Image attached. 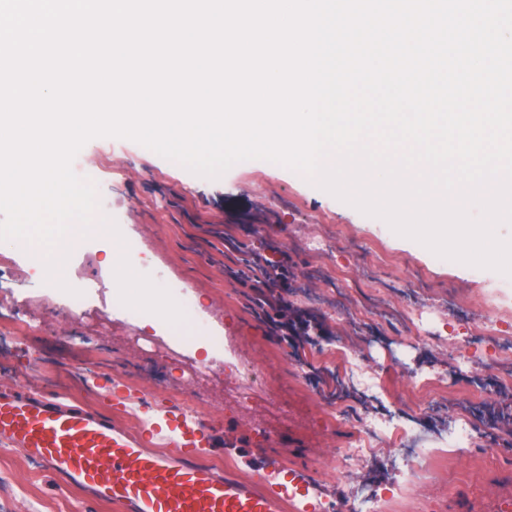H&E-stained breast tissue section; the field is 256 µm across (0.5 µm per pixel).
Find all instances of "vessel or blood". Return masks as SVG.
Returning <instances> with one entry per match:
<instances>
[{
	"instance_id": "vessel-or-blood-1",
	"label": "vessel or blood",
	"mask_w": 512,
	"mask_h": 512,
	"mask_svg": "<svg viewBox=\"0 0 512 512\" xmlns=\"http://www.w3.org/2000/svg\"><path fill=\"white\" fill-rule=\"evenodd\" d=\"M0 443L25 449L55 480L115 503L123 512H286L287 497L263 473H220L196 461L202 442L185 429L168 449L146 447L141 433L61 404L34 389L0 391Z\"/></svg>"
}]
</instances>
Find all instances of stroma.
Instances as JSON below:
<instances>
[{
	"mask_svg": "<svg viewBox=\"0 0 512 512\" xmlns=\"http://www.w3.org/2000/svg\"><path fill=\"white\" fill-rule=\"evenodd\" d=\"M73 170L101 180L110 219L105 232L76 239L66 258L67 278L86 285L83 310H70L66 292L37 272L26 245L0 249L11 260L0 269V312L21 313L38 331L33 341L0 330V390L38 389L153 439L162 435L159 422L187 416L194 429L216 435V446L200 449L198 459L219 471L246 476L273 458L268 478L282 489L289 470L304 469L309 482L293 494L292 512H313V502L336 508L354 496V485L338 478L330 461L355 434L330 419L291 364L288 352L302 328L356 350L406 408L417 411L442 397L459 419L470 393L457 374V342L480 337L466 351L477 366L512 365V352L499 346L501 337L512 336V276L440 261L303 173L250 160L208 179L111 137L88 141ZM117 235L140 246L126 259L136 283L144 284L148 266L157 271L158 285L191 293L238 359L255 367L266 390L287 400V419L234 405L224 390V352L209 337L140 367L131 334L140 330L160 342L166 335L160 325L137 324L112 308ZM275 263L288 272L273 281L268 274ZM318 269L345 272L339 286L351 301L369 292L386 308L411 311V319L383 322L376 336H355L350 309L331 319L316 316L310 301L323 286L313 276ZM87 342L100 354L84 370L73 354ZM199 366L208 369L200 387L185 380ZM496 404L495 454H436L427 462L426 483L386 497L382 512H512V388L503 389ZM0 512L120 510L57 486L23 449L0 445Z\"/></svg>",
	"mask_w": 512,
	"mask_h": 512,
	"instance_id": "obj_1",
	"label": "stroma"
}]
</instances>
